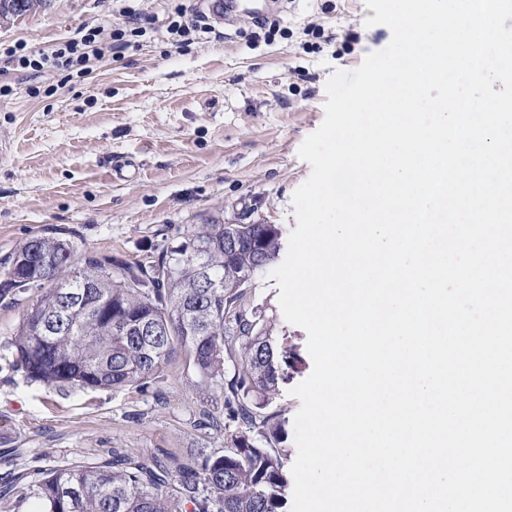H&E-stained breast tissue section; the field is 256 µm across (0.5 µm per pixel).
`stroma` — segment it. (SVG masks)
Here are the masks:
<instances>
[{
  "mask_svg": "<svg viewBox=\"0 0 512 512\" xmlns=\"http://www.w3.org/2000/svg\"><path fill=\"white\" fill-rule=\"evenodd\" d=\"M150 17L142 36L63 80L52 72L15 71L5 50H49L84 26L122 24L121 0H44L0 19V259L35 236L65 233L80 253L142 263L158 256L186 225L213 216L241 224L297 226L292 194L311 174L298 155L324 119L325 84L384 48L391 32L366 26L365 0H279L275 29L242 15L225 23L211 0H130ZM207 25L177 43L167 33L176 6ZM320 28V38L308 27ZM130 156L129 180L110 176ZM280 290L262 272L247 305L273 309L276 339L302 352L297 372L279 386L273 410L285 421L283 443L295 461L293 387L313 362L306 332L278 311ZM32 288L0 303V474L31 472L52 461L92 462L113 451L184 455L198 445L223 448L224 436L199 428L215 400L193 372L171 365L146 392L79 391L29 382L13 365L12 341Z\"/></svg>",
  "mask_w": 512,
  "mask_h": 512,
  "instance_id": "obj_1",
  "label": "stroma"
}]
</instances>
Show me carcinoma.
Here are the masks:
<instances>
[{"label":"carcinoma","mask_w":512,"mask_h":512,"mask_svg":"<svg viewBox=\"0 0 512 512\" xmlns=\"http://www.w3.org/2000/svg\"><path fill=\"white\" fill-rule=\"evenodd\" d=\"M276 224H200L154 261L132 267L77 244L36 236L0 262V301L44 293L13 341L27 380L49 388L141 391L181 359L221 402L204 426L219 450L185 456L114 453L101 462H53L0 487V512H279L287 484L283 424L265 412L296 347L272 336L273 317L245 304L247 286L278 257ZM234 364L225 374L226 362Z\"/></svg>","instance_id":"carcinoma-1"}]
</instances>
